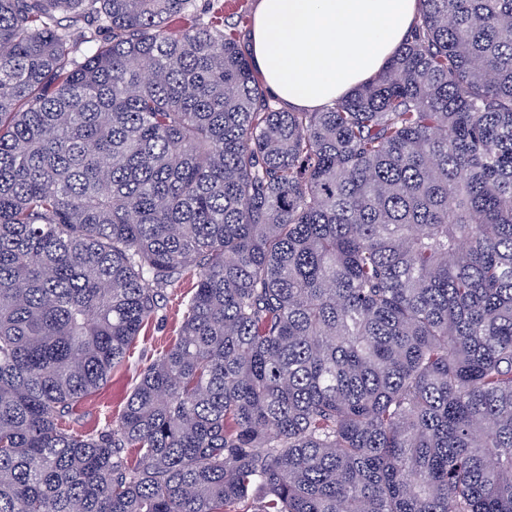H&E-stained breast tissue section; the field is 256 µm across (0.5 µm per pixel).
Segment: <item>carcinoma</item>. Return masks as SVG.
Instances as JSON below:
<instances>
[{
  "label": "carcinoma",
  "instance_id": "cac0c4a2",
  "mask_svg": "<svg viewBox=\"0 0 512 512\" xmlns=\"http://www.w3.org/2000/svg\"><path fill=\"white\" fill-rule=\"evenodd\" d=\"M419 2L290 112L196 0H0V512H512V0ZM195 277L186 274L178 288L168 291L161 309L144 326L129 361L112 372L107 383L81 408L80 425L85 429L106 427L121 414L126 399L136 383L143 365L166 348L177 336L187 303L194 292Z\"/></svg>",
  "mask_w": 512,
  "mask_h": 512
}]
</instances>
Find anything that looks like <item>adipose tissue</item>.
I'll return each instance as SVG.
<instances>
[{
  "label": "adipose tissue",
  "instance_id": "ef3b65f1",
  "mask_svg": "<svg viewBox=\"0 0 512 512\" xmlns=\"http://www.w3.org/2000/svg\"><path fill=\"white\" fill-rule=\"evenodd\" d=\"M418 7V0H259L253 67L288 108L334 103L383 69Z\"/></svg>",
  "mask_w": 512,
  "mask_h": 512
}]
</instances>
